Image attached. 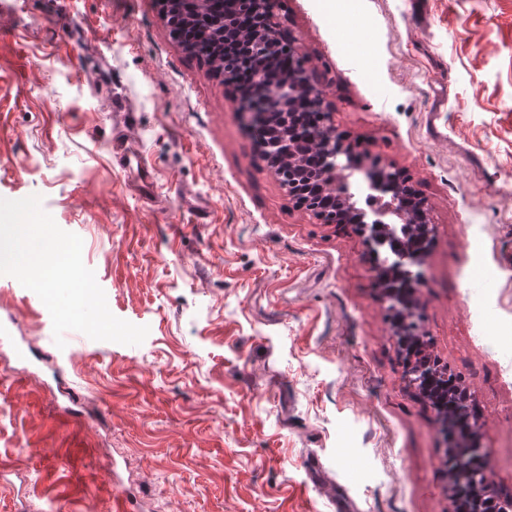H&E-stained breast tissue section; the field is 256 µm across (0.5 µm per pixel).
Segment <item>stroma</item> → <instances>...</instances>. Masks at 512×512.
<instances>
[{
	"label": "stroma",
	"mask_w": 512,
	"mask_h": 512,
	"mask_svg": "<svg viewBox=\"0 0 512 512\" xmlns=\"http://www.w3.org/2000/svg\"><path fill=\"white\" fill-rule=\"evenodd\" d=\"M281 6L362 165L403 170L424 202L420 329L511 495L512 0ZM116 98L151 198L112 163ZM32 195L149 334L58 347L39 297L0 275V512H116L126 491L140 512H451L445 435L364 237L296 206L156 0L0 12V198Z\"/></svg>",
	"instance_id": "obj_1"
}]
</instances>
